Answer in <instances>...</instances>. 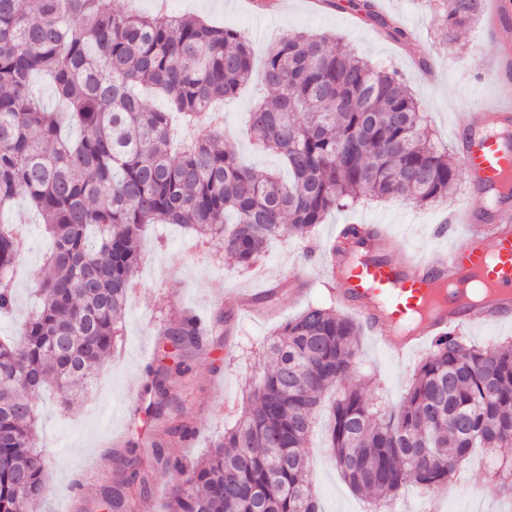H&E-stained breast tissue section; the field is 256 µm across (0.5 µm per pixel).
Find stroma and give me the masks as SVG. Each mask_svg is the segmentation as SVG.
I'll return each mask as SVG.
<instances>
[{"mask_svg":"<svg viewBox=\"0 0 512 512\" xmlns=\"http://www.w3.org/2000/svg\"><path fill=\"white\" fill-rule=\"evenodd\" d=\"M383 14L398 18L413 41L416 53L380 34L348 9L318 6L315 0H277L275 10L258 6V0H112L114 9L145 14L157 9L177 16L195 15L233 27L249 38L255 62H262L274 39L293 30L326 34L346 44L360 57L386 69L398 70L420 100L428 127L445 147H453L456 116H479L495 98L493 85L483 73L503 49H512V22L502 26L496 39L487 40L485 18H478L456 38L441 36L434 0H378ZM427 59L438 73L428 80L418 66ZM257 99V88L248 85L224 103V146L259 170H278V157L258 150L245 134L246 115ZM463 189L447 202L418 207L400 201H380L345 212L330 213L318 225L316 239H323L333 225L358 219L382 224L392 241L390 256L448 247L435 237L434 225L442 214L464 204ZM5 221L23 223L22 271L16 280L17 317L33 304L29 293L36 275L42 274L48 246L44 229L26 202L17 200ZM139 287L124 317V334L118 349L105 362L86 389L59 405L51 396L38 401V436L50 454L63 457V467L48 473L50 491L41 512H99L102 487L110 485L118 464L113 451L124 449L136 431L135 413L141 407L150 372L166 359L158 335L166 320L197 316L214 325L203 346L188 359L190 370L170 384L180 419L194 430L192 442L171 444V456L189 464L203 455L211 439L232 420L231 408L241 404L248 383L260 370L264 339L308 304L328 300L321 283V256H308L306 244L290 236L272 241L262 262V274H246L225 264L217 249L194 245L183 228L155 224L141 239ZM285 284L269 316L256 298L267 284ZM361 360L365 373L376 379L375 394L397 407L407 388L417 357L398 361L380 349L373 336L362 338ZM326 434L316 429L310 443L312 478L321 512H361L366 502L343 480L325 448ZM492 482L478 456H471L456 483L432 494L411 487L393 500L374 506L373 512H506L491 489Z\"/></svg>","mask_w":512,"mask_h":512,"instance_id":"35a3bbf8","label":"stroma"}]
</instances>
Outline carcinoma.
Returning <instances> with one entry per match:
<instances>
[{"instance_id": "cac0c4a2", "label": "carcinoma", "mask_w": 512, "mask_h": 512, "mask_svg": "<svg viewBox=\"0 0 512 512\" xmlns=\"http://www.w3.org/2000/svg\"><path fill=\"white\" fill-rule=\"evenodd\" d=\"M386 36L405 43L376 0H351ZM483 13V0H442L438 26L452 36ZM254 73L244 34L200 17L112 9V0H0V210L23 197L51 237L38 306L0 336V512H36L56 460L39 448L36 399L47 388L67 404L96 375L122 335L149 224H175L224 252L244 272L267 244L304 238L332 211L368 200L435 205L461 167L431 136L403 79L326 36L292 33L268 50L269 93L249 112L247 134L278 155L289 179L224 151L217 104ZM46 77L49 111L32 93ZM163 96L148 107L140 91ZM22 227L0 224V318L14 309ZM209 329L196 316L162 323L177 361L146 386L151 463L128 442L126 477L97 508L132 512L157 476L171 484L170 512H320L308 465L310 434L328 410V449L350 487L386 501L409 486L427 492L457 480L482 448L491 479L512 491V338L477 346L448 335L417 364L397 409L379 405L359 371L361 327L315 303L263 348L247 402L200 461L166 445L191 433L171 405L169 382Z\"/></svg>"}]
</instances>
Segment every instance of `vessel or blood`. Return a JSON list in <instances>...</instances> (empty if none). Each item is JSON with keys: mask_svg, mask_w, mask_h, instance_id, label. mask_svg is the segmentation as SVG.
<instances>
[{"mask_svg": "<svg viewBox=\"0 0 512 512\" xmlns=\"http://www.w3.org/2000/svg\"><path fill=\"white\" fill-rule=\"evenodd\" d=\"M484 78L499 98L477 123L458 122L468 201L435 227L448 249L387 257L390 238L379 224L325 247L332 300L400 359L464 328L512 323V220L501 215L512 196L499 198L497 212L486 208L489 189L512 185V58L499 54Z\"/></svg>", "mask_w": 512, "mask_h": 512, "instance_id": "obj_1", "label": "vessel or blood"}]
</instances>
